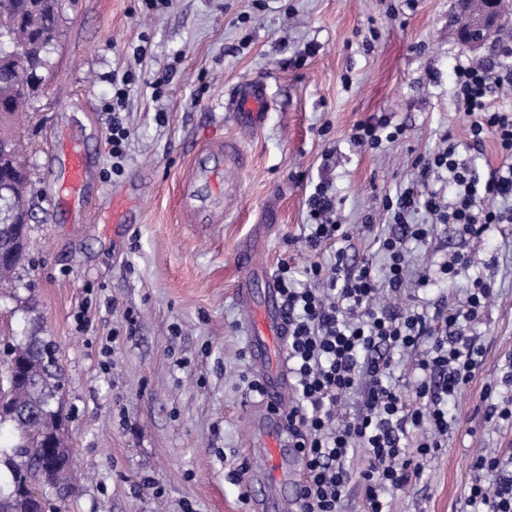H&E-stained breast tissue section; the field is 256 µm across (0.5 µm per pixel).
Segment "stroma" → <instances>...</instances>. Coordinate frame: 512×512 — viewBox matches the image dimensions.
Returning <instances> with one entry per match:
<instances>
[{"label": "stroma", "mask_w": 512, "mask_h": 512, "mask_svg": "<svg viewBox=\"0 0 512 512\" xmlns=\"http://www.w3.org/2000/svg\"><path fill=\"white\" fill-rule=\"evenodd\" d=\"M457 0H65L52 73L14 121L32 206L24 261L0 288V360L30 317L66 371L67 445L77 469L62 512H258L228 477L266 472L253 416L246 313L236 297L246 241L276 275L311 257L299 239L307 199L329 181L343 223L385 225L386 197L416 177L414 163L444 134L466 142L471 116L455 100L453 71L468 59L511 70L489 44L457 36ZM131 76L120 111L113 78ZM262 79L269 110L237 121L227 104ZM129 131L112 161V117ZM387 116L403 136L371 150L353 126ZM236 142L247 167L228 163L226 218L212 229L181 223L179 177L197 141ZM92 157L85 193H60L68 147ZM125 195L121 223L112 199ZM415 264L433 285L410 283L406 301H463L473 278L493 279L472 333L485 353L453 411L448 445L420 479L394 493V512H464L477 454L512 453V421L487 420L483 391L502 385L512 359V223L482 237L433 225ZM455 256L469 266L438 276Z\"/></svg>", "instance_id": "1"}]
</instances>
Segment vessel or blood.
I'll use <instances>...</instances> for the list:
<instances>
[{
    "label": "vessel or blood",
    "mask_w": 512,
    "mask_h": 512,
    "mask_svg": "<svg viewBox=\"0 0 512 512\" xmlns=\"http://www.w3.org/2000/svg\"><path fill=\"white\" fill-rule=\"evenodd\" d=\"M265 99L261 81L238 87L233 109L243 116L258 117ZM233 147L219 136H208L196 145L192 162L180 178V217L182 223L203 228L224 220V171ZM62 189L67 196L79 197L87 178V156L80 147L66 154ZM251 328L249 352L262 388V397L269 412L265 426L267 478L271 483L289 487L288 505L298 512L303 494L305 459L288 445V420L282 413L289 392L288 372L281 350L288 340V323L280 294L273 283L256 291L250 280H243L237 289Z\"/></svg>",
    "instance_id": "b4317fda"
}]
</instances>
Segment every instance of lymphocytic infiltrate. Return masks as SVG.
<instances>
[{"instance_id": "f902f5d3", "label": "lymphocytic infiltrate", "mask_w": 512, "mask_h": 512, "mask_svg": "<svg viewBox=\"0 0 512 512\" xmlns=\"http://www.w3.org/2000/svg\"><path fill=\"white\" fill-rule=\"evenodd\" d=\"M503 84L490 65L455 67L457 105L474 117L467 133L470 148L493 137L509 166L480 179L452 141L418 159L419 188H405L384 203L390 230L374 238L384 260L383 279L373 276L371 262L350 264L352 234L336 216L329 183H318L307 200L302 243L315 257L304 269L308 283L297 286L286 261L277 276L294 392L288 425L308 460L302 512H339L355 484L365 512H392L389 494L416 483L427 458L444 447L457 423L448 406L480 364L483 348L468 330L488 306L493 282L475 278L465 302L451 310L438 303L407 306L410 276L424 287L431 282L427 272H416L408 244L427 241L434 223L480 237L512 222V211L493 206L496 198L512 197V113L489 102ZM434 179L453 188L452 203L442 204L438 191L430 189ZM420 208L430 224L411 223ZM394 350L414 357L413 378L401 386L390 376ZM362 382L367 385L362 413L338 418V405ZM471 468L475 477L466 512H512V455L482 453Z\"/></svg>"}]
</instances>
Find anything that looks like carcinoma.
<instances>
[{"label": "carcinoma", "mask_w": 512, "mask_h": 512, "mask_svg": "<svg viewBox=\"0 0 512 512\" xmlns=\"http://www.w3.org/2000/svg\"><path fill=\"white\" fill-rule=\"evenodd\" d=\"M62 0H0V24L11 25L12 35L34 41L44 34L58 35ZM54 44L40 42L33 51L34 61H0V169L13 170L11 183L0 190V254H14V259L0 265L6 276L24 259L27 238H20L14 225L29 215L23 196L29 183L28 170L14 147L13 117L40 85L33 81V71L50 70ZM10 360L0 377V403L15 409L7 420L15 429V442L8 451L0 450V466L11 476L9 491H0V512H37L35 505L19 497L16 481L26 478L53 490L60 499L63 487L72 486L71 451L65 448L63 412L65 374L59 360L49 356L47 340L32 331L14 337Z\"/></svg>", "instance_id": "obj_1"}]
</instances>
